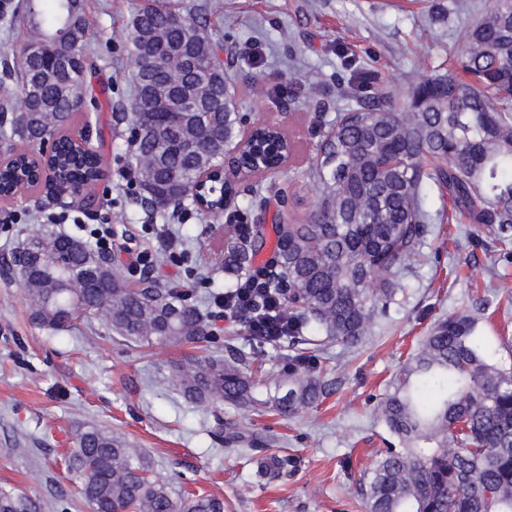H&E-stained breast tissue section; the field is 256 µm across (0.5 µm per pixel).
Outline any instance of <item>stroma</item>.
Instances as JSON below:
<instances>
[{
  "instance_id": "35a3bbf8",
  "label": "stroma",
  "mask_w": 512,
  "mask_h": 512,
  "mask_svg": "<svg viewBox=\"0 0 512 512\" xmlns=\"http://www.w3.org/2000/svg\"><path fill=\"white\" fill-rule=\"evenodd\" d=\"M110 0H87L92 43L112 41L111 56L96 59L92 86H125L128 60L120 49L133 9ZM18 0H0V108L16 113L23 94L18 78L26 42ZM490 0H224L207 24L227 53L239 59L229 75L247 100L248 122L280 125L298 145L299 157L263 176L262 184L299 186L290 211L299 217L315 209L317 188L304 178L314 149L330 120L342 111L337 78L372 69L402 96L419 72L441 74L453 63L456 35L484 13ZM110 108L98 116L106 159L105 177L94 208L54 199L47 189L32 199L0 207V260L40 225L89 239L108 225L132 250H161L162 231L182 238L186 256L155 271L160 283H184L190 268L199 278L191 301L209 310L224 283L208 253L224 248L232 210L204 214L190 209L181 219L162 221L142 209L138 186L127 180L114 156L126 146L124 129L114 128ZM434 231L419 247L420 259L405 271L407 288L355 348L332 345L317 357L329 370L333 392L316 408L283 417L257 415L218 405L202 408L159 386L170 362L184 356L226 355L229 347L256 351L263 369L288 368L287 342L257 345L238 322L211 320V337L196 345L134 349L99 319L55 331L32 324L25 290L0 279V489L22 492L42 512H87L80 484L66 468L77 430L95 424L123 434L151 457L155 476L189 494L212 495L224 512H365L360 477L379 453L397 440L372 413L400 364L435 320L456 313L477 318L498 362L512 367V255L477 236L467 220H447L448 203L437 186L427 188ZM248 423L259 435L275 434L271 452L294 458L281 478L264 480L246 455L225 449L210 436L217 421Z\"/></svg>"
}]
</instances>
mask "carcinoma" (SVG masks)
I'll list each match as a JSON object with an SVG mask.
<instances>
[{"label": "carcinoma", "instance_id": "carcinoma-1", "mask_svg": "<svg viewBox=\"0 0 512 512\" xmlns=\"http://www.w3.org/2000/svg\"><path fill=\"white\" fill-rule=\"evenodd\" d=\"M28 43L37 52L20 69L21 84H34L41 97H23V110L0 125V139L35 142L67 127L78 113L97 112L100 96L88 73L84 0H23ZM179 16L184 26L170 19ZM181 42L205 65L184 73L190 97L171 91L152 112L138 108L143 86L158 81L149 72L130 81L131 93L116 105L130 138L119 157L131 168L145 195L140 203L169 219V205L190 191L200 171L224 163L241 141L245 115L225 75H214L224 51L207 24L180 0H147L131 14L126 53L130 66L142 58L180 68L183 60L163 49ZM457 62L444 74L423 73L396 102L375 72H356L341 88L353 105L336 116L317 144L305 171L319 189L316 210L302 220L284 215L288 194L277 191L281 209L273 217L271 257L254 265L266 244L264 215L238 224L224 240V273L238 287L258 280L260 302L288 310L286 340L294 348L288 376L251 369L238 350L230 356H190L169 365L160 383L197 406L224 402L248 411L274 410L294 416L330 394V380L307 345L355 347L398 293L405 290L400 267L411 262L431 233V214L422 200L433 183L448 192L451 216L460 213L485 238L512 244V0H492L487 11L460 35ZM85 98L74 100L71 82ZM296 151L278 128L255 127L241 158L240 178L274 165ZM62 174L95 172L93 155L77 156L61 146ZM237 182L219 179L209 187L215 205L236 200ZM107 253L53 229L24 239L11 253L9 280L30 301L31 321L60 327L96 316L132 347L196 344L209 336L199 308L185 286H162L152 277L130 284L123 270L95 277ZM375 418L401 442L381 452L363 472L366 512H512V368L491 356L476 319L450 315L434 322L373 409ZM214 435L228 447L261 452L273 442L237 422L219 423ZM258 472L275 479L293 459L266 454ZM86 506L95 512H224L215 497H183L153 477L152 463L118 433L88 426L68 456ZM0 512H41L24 493L0 491Z\"/></svg>", "mask_w": 512, "mask_h": 512}]
</instances>
